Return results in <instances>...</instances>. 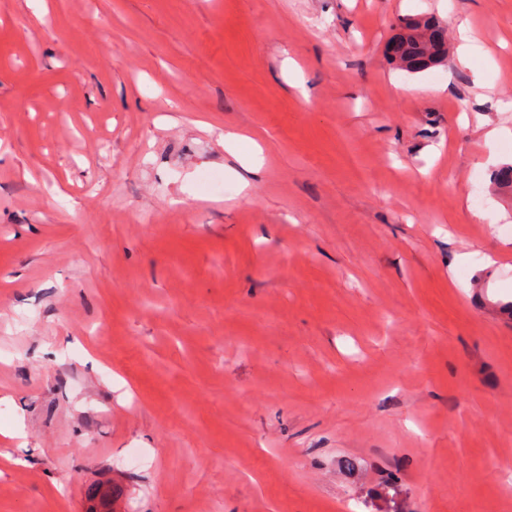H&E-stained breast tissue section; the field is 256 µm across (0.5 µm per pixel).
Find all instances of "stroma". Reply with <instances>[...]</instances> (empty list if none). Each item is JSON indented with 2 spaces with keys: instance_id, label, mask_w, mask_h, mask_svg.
Instances as JSON below:
<instances>
[{
  "instance_id": "35a3bbf8",
  "label": "stroma",
  "mask_w": 512,
  "mask_h": 512,
  "mask_svg": "<svg viewBox=\"0 0 512 512\" xmlns=\"http://www.w3.org/2000/svg\"><path fill=\"white\" fill-rule=\"evenodd\" d=\"M510 165L512 0H0V512H512ZM433 30L422 31L421 29L397 27V33L394 35L393 41L386 45V52L391 59L400 67L408 69L405 63L404 44L408 40H416L418 38L432 39Z\"/></svg>"
}]
</instances>
